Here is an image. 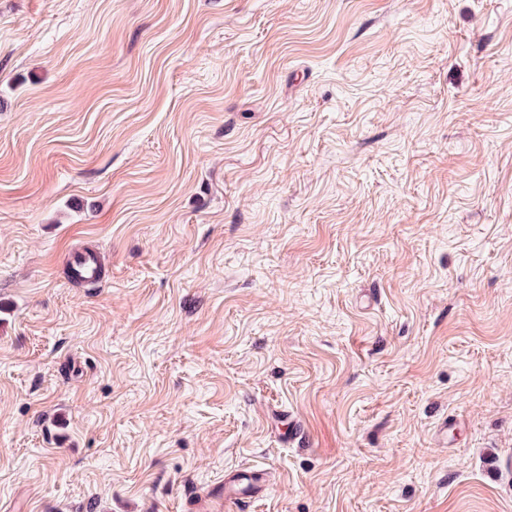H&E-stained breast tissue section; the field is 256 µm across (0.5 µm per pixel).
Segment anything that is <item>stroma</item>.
<instances>
[{
  "label": "stroma",
  "instance_id": "obj_1",
  "mask_svg": "<svg viewBox=\"0 0 512 512\" xmlns=\"http://www.w3.org/2000/svg\"><path fill=\"white\" fill-rule=\"evenodd\" d=\"M236 469L512 512V0H0V512ZM70 275L76 282H97L100 278V264L97 254L86 251L75 253L71 261Z\"/></svg>",
  "mask_w": 512,
  "mask_h": 512
}]
</instances>
